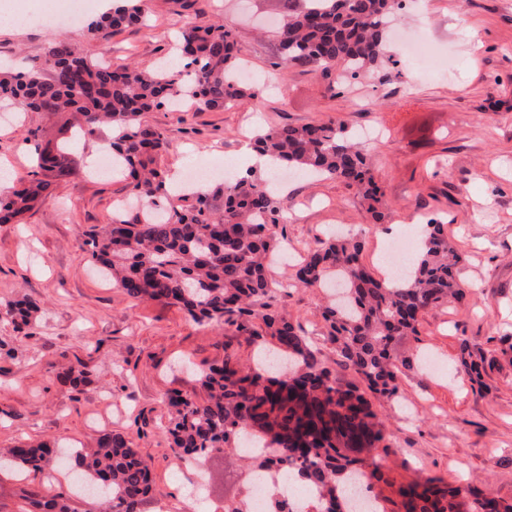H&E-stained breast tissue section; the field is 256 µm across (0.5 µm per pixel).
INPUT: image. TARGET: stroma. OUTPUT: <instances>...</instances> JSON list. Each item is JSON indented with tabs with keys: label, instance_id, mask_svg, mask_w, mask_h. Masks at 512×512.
<instances>
[{
	"label": "stroma",
	"instance_id": "35a3bbf8",
	"mask_svg": "<svg viewBox=\"0 0 512 512\" xmlns=\"http://www.w3.org/2000/svg\"><path fill=\"white\" fill-rule=\"evenodd\" d=\"M144 8L146 25L105 41H86L80 24L0 26V59L42 55L64 36L112 65L151 68L186 23L218 18L233 31L258 95L222 110L201 111L187 99L181 108L146 113L171 144L168 171L185 172L203 159L250 169L244 137L258 126L332 118L357 134L375 130L369 155L383 192V225L345 183L289 177L283 229L290 259L271 267L283 285L279 308L333 362L323 291L292 285L305 248L337 229L351 233L363 240V261L380 278L391 241L418 238L422 219L442 220L462 256L466 294L425 313L417 335L399 342L401 353L429 354L441 369L411 371L396 398L373 399L385 433L368 459L377 471L371 494L380 512H399L398 486L432 477L463 485L468 498L512 503V0H421L399 23L441 40L445 53L420 69L392 45L391 63L341 86L319 69L276 67L272 29L280 0H144ZM61 126L29 112L0 122V174L14 182L30 171L35 144L26 140L27 128L59 143L67 137ZM109 139L105 129L75 145L72 173L54 180L22 223L0 224V448L55 441L90 449L116 430L151 470L142 512H214L249 500L247 471L220 454L201 472L176 467L161 398L172 390L203 397L181 360L203 366L229 354L246 368L258 347L234 329L194 324L177 307L131 299L92 268L81 233L107 223L115 201L127 196L123 178L92 172ZM22 297L38 311L20 330L4 304ZM465 338L494 360L487 389L454 373ZM78 370L86 379L75 385ZM78 475L69 461L47 474L0 470V512H26L23 491L33 486L68 496L73 512H97Z\"/></svg>",
	"mask_w": 512,
	"mask_h": 512
}]
</instances>
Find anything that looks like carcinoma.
<instances>
[{"label": "carcinoma", "mask_w": 512, "mask_h": 512, "mask_svg": "<svg viewBox=\"0 0 512 512\" xmlns=\"http://www.w3.org/2000/svg\"><path fill=\"white\" fill-rule=\"evenodd\" d=\"M276 28L279 64L336 72L335 83L366 74L383 62L388 30L398 19L396 0H281ZM143 0H114L112 8L86 26V37L106 40L139 23ZM182 66L140 68L103 65L67 39L44 54L26 58L16 70H0V110H21L48 118L66 117L72 130L90 135L112 132L117 173L129 179L139 201L121 217L82 232L90 258L102 275L132 299L175 306L191 320L233 327L254 340L270 337L287 348L288 375H271L263 349L255 367L239 369L232 355L201 369V400L179 392L165 395L167 433L174 463H192L228 453L237 435L248 434L261 448L255 471L285 470L317 493L313 512H352L347 490L366 478L365 454L384 438L359 388L334 374L319 350L276 306L277 284L268 276L275 254V228L285 218L287 199L254 169L208 193L171 196L163 159L167 137L144 115L168 100H194L204 109H222L247 97L232 79L240 66L234 34L224 25L188 23L174 49ZM253 148L268 166L343 181L367 202L374 222L383 223L381 201L364 150L345 124L329 119L300 126L259 130ZM72 152L46 142L36 148L28 177L0 192V224H19L51 187L48 173L64 174ZM362 242L335 236L305 250L294 283L329 287L342 294L323 311L327 336L336 345L337 365L351 369L367 388L386 398L399 393L402 376L415 360L396 348L402 336L417 334L421 316L464 296L461 255L435 218L423 225L407 271L390 285L362 262ZM19 326H28L37 308L25 299L6 304ZM486 357L464 339L456 372L480 388ZM85 488L107 497L108 512H141L151 487L150 469L133 442L108 432L96 447L72 449ZM56 461L48 443L16 445L0 453V469L37 473ZM404 512H512V504L476 496L428 478L397 489ZM28 512H71L68 501L36 489L26 494ZM264 512H304L287 497L271 495Z\"/></svg>", "instance_id": "cac0c4a2"}]
</instances>
